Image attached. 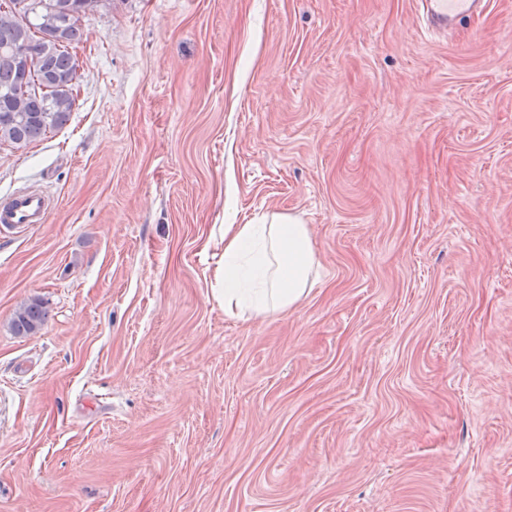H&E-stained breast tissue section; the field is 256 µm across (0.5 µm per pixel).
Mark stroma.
<instances>
[{
	"instance_id": "35a3bbf8",
	"label": "stroma",
	"mask_w": 512,
	"mask_h": 512,
	"mask_svg": "<svg viewBox=\"0 0 512 512\" xmlns=\"http://www.w3.org/2000/svg\"><path fill=\"white\" fill-rule=\"evenodd\" d=\"M100 0L68 123L0 146V512H512V0ZM293 214L297 307L212 299ZM41 299V332L10 329ZM426 21L436 30L447 32L452 25L464 17L480 15L486 0H421ZM50 205L43 194L26 192L15 195L0 206V223L5 225L43 224ZM222 252L211 272L213 299L224 312L258 318L298 306L319 266L307 224L282 214L271 224H220Z\"/></svg>"
}]
</instances>
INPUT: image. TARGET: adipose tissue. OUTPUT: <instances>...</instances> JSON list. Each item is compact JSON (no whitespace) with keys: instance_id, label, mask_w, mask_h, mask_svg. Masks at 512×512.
Segmentation results:
<instances>
[{"instance_id":"obj_1","label":"adipose tissue","mask_w":512,"mask_h":512,"mask_svg":"<svg viewBox=\"0 0 512 512\" xmlns=\"http://www.w3.org/2000/svg\"><path fill=\"white\" fill-rule=\"evenodd\" d=\"M211 272L212 296L225 313L258 318L298 306L319 262L310 231L295 215L268 224H224Z\"/></svg>"}]
</instances>
